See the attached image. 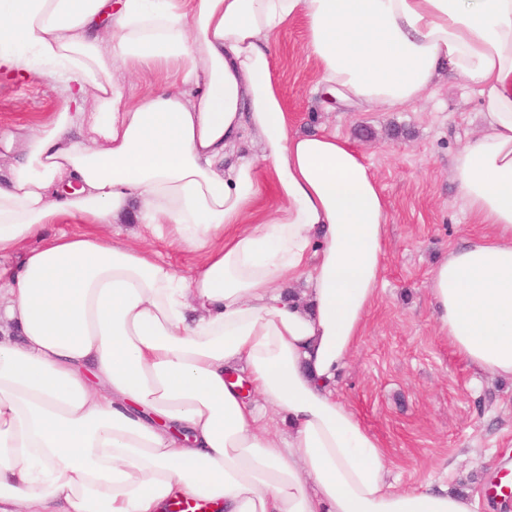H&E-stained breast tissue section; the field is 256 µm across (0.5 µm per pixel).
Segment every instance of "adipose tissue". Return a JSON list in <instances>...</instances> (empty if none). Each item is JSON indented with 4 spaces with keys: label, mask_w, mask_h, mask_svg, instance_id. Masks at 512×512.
I'll return each instance as SVG.
<instances>
[{
    "label": "adipose tissue",
    "mask_w": 512,
    "mask_h": 512,
    "mask_svg": "<svg viewBox=\"0 0 512 512\" xmlns=\"http://www.w3.org/2000/svg\"><path fill=\"white\" fill-rule=\"evenodd\" d=\"M298 18L343 103L477 93L451 174L484 230L427 293L462 360L512 377V0H0V72L63 97L0 177V512H476L393 487L333 390L389 213L348 139L288 120L273 43ZM156 73L133 100L123 75ZM131 217L204 262L117 242Z\"/></svg>",
    "instance_id": "ef3b65f1"
}]
</instances>
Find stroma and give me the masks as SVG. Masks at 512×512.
Returning <instances> with one entry per match:
<instances>
[{
  "label": "stroma",
  "mask_w": 512,
  "mask_h": 512,
  "mask_svg": "<svg viewBox=\"0 0 512 512\" xmlns=\"http://www.w3.org/2000/svg\"><path fill=\"white\" fill-rule=\"evenodd\" d=\"M304 40L298 19L274 50L288 113L300 127L349 138L366 155L390 214L382 291L336 395L380 439L396 487L429 482L477 497V512H512L511 500L490 493L512 469V378L480 374L460 359L440 336L427 295L436 262L482 230L450 175L454 153L479 133V99L464 80L451 79L398 112L329 102ZM61 102L49 78L0 74V136L24 134L31 117L50 116ZM140 230L116 224L112 236L149 246L183 276L204 260Z\"/></svg>",
  "instance_id": "35a3bbf8"
}]
</instances>
